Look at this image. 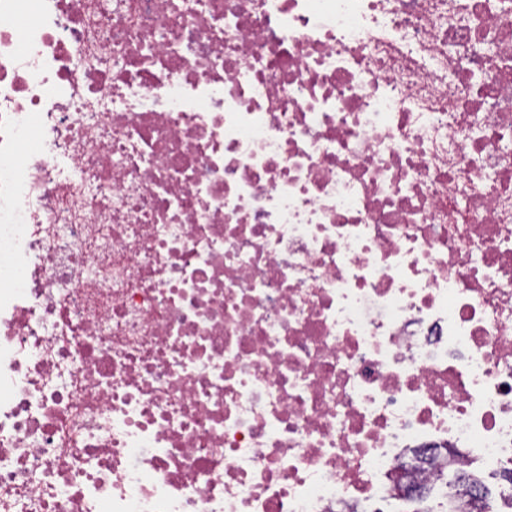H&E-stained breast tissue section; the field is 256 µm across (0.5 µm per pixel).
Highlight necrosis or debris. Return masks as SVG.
<instances>
[{"label": "necrosis or debris", "instance_id": "obj_1", "mask_svg": "<svg viewBox=\"0 0 512 512\" xmlns=\"http://www.w3.org/2000/svg\"><path fill=\"white\" fill-rule=\"evenodd\" d=\"M512 512V0H0V512Z\"/></svg>", "mask_w": 512, "mask_h": 512}]
</instances>
